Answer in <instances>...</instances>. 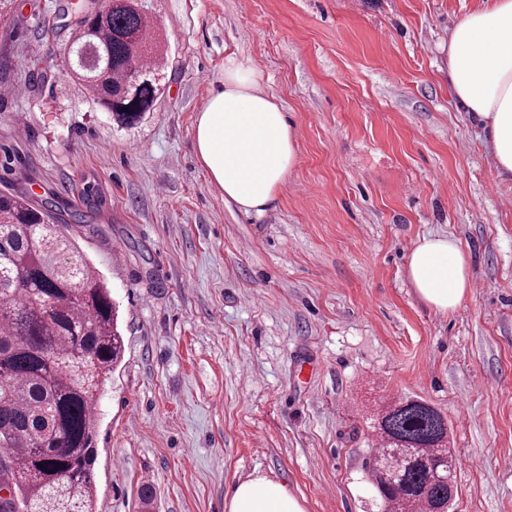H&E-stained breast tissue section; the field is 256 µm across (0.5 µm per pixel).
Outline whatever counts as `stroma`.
<instances>
[{
	"mask_svg": "<svg viewBox=\"0 0 512 512\" xmlns=\"http://www.w3.org/2000/svg\"><path fill=\"white\" fill-rule=\"evenodd\" d=\"M162 94L119 127L65 77L70 0H0V191L55 198L118 308L95 512H226L261 475L305 512H370L379 405L448 421L449 512H512V182L448 84L450 28L485 0H150ZM238 57L297 133L263 214L225 202L196 119ZM456 238L471 287L423 303L407 258Z\"/></svg>",
	"mask_w": 512,
	"mask_h": 512,
	"instance_id": "obj_1",
	"label": "stroma"
}]
</instances>
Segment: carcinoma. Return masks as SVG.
<instances>
[{
    "label": "carcinoma",
    "mask_w": 512,
    "mask_h": 512,
    "mask_svg": "<svg viewBox=\"0 0 512 512\" xmlns=\"http://www.w3.org/2000/svg\"><path fill=\"white\" fill-rule=\"evenodd\" d=\"M69 55L121 127H132L161 87L139 70L164 71L150 40L145 0L105 9L76 0ZM85 221L58 217L51 199L0 191V512H93L100 393L124 354L116 305L69 233ZM379 446L366 466L378 512H438L454 497L448 421L412 397L374 420Z\"/></svg>",
    "instance_id": "obj_1"
}]
</instances>
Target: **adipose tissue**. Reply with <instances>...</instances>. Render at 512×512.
Here are the masks:
<instances>
[{"label":"adipose tissue","mask_w":512,"mask_h":512,"mask_svg":"<svg viewBox=\"0 0 512 512\" xmlns=\"http://www.w3.org/2000/svg\"><path fill=\"white\" fill-rule=\"evenodd\" d=\"M448 83L454 99L481 128L499 180L512 181V0H490L456 24L448 39ZM195 152L225 199L264 213L297 160L296 133L261 74L231 57L224 81L199 113ZM407 274L417 294L440 311L467 294L471 272L459 243L426 237L410 253ZM227 512H305L279 483L257 476L240 482Z\"/></svg>","instance_id":"1"}]
</instances>
